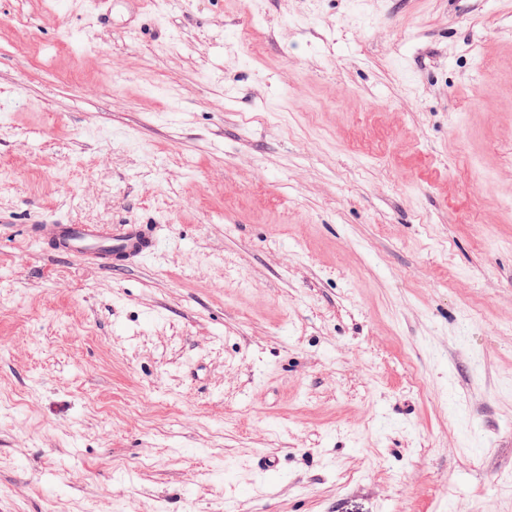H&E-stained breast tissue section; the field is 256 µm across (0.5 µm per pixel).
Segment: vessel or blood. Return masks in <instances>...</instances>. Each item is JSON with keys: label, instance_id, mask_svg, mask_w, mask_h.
I'll use <instances>...</instances> for the list:
<instances>
[{"label": "vessel or blood", "instance_id": "vessel-or-blood-1", "mask_svg": "<svg viewBox=\"0 0 512 512\" xmlns=\"http://www.w3.org/2000/svg\"><path fill=\"white\" fill-rule=\"evenodd\" d=\"M27 235L51 255H66L103 270L139 263L153 254L155 227L151 224L29 225Z\"/></svg>", "mask_w": 512, "mask_h": 512}]
</instances>
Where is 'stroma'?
Returning <instances> with one entry per match:
<instances>
[{
    "instance_id": "stroma-1",
    "label": "stroma",
    "mask_w": 512,
    "mask_h": 512,
    "mask_svg": "<svg viewBox=\"0 0 512 512\" xmlns=\"http://www.w3.org/2000/svg\"><path fill=\"white\" fill-rule=\"evenodd\" d=\"M147 9L0 0V512H512V0ZM154 224H30L27 236L50 255H66L102 270L139 263L153 254Z\"/></svg>"
}]
</instances>
